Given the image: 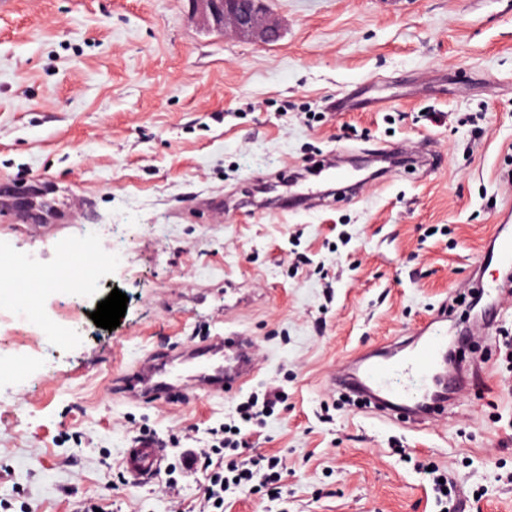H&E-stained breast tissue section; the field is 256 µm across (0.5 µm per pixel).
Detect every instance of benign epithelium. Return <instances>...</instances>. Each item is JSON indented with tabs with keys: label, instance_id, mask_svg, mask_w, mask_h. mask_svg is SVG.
<instances>
[{
	"label": "benign epithelium",
	"instance_id": "7a95c632",
	"mask_svg": "<svg viewBox=\"0 0 512 512\" xmlns=\"http://www.w3.org/2000/svg\"><path fill=\"white\" fill-rule=\"evenodd\" d=\"M201 16L214 28L234 37L268 42L277 33L269 19L265 0H193Z\"/></svg>",
	"mask_w": 512,
	"mask_h": 512
}]
</instances>
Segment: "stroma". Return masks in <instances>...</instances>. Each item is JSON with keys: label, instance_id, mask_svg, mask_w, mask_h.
Here are the masks:
<instances>
[{"label": "stroma", "instance_id": "1", "mask_svg": "<svg viewBox=\"0 0 512 512\" xmlns=\"http://www.w3.org/2000/svg\"><path fill=\"white\" fill-rule=\"evenodd\" d=\"M269 44L208 28L193 0H15L0 13V196L29 188L55 216L29 230L0 207V253L93 262L100 286L35 292L41 335L0 328V512H198L204 448L252 392L284 404L243 453L287 463L277 500L224 512H438L424 465L459 512H512V299L495 341L470 330L447 416L416 428L341 404L329 379L413 336L471 270L512 206V0H267ZM351 104L337 109L338 98ZM441 112L444 122L422 120ZM432 140L431 172L282 211L253 184L320 156ZM87 204L71 216L70 200ZM116 329L90 317L112 290ZM224 333L251 337L260 369L238 389L138 406L116 375L146 352ZM167 450L139 485L121 472L137 436ZM178 485L170 494L166 482Z\"/></svg>", "mask_w": 512, "mask_h": 512}]
</instances>
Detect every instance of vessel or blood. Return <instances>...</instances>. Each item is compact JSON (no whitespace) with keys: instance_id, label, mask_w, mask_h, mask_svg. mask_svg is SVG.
Instances as JSON below:
<instances>
[{"instance_id":"b4317fda","label":"vessel or blood","mask_w":512,"mask_h":512,"mask_svg":"<svg viewBox=\"0 0 512 512\" xmlns=\"http://www.w3.org/2000/svg\"><path fill=\"white\" fill-rule=\"evenodd\" d=\"M371 155L388 164L404 159L428 169L435 167L437 159L433 149L411 152L396 143L377 146ZM503 218L506 223L512 214L504 213ZM505 223L491 237L472 271L476 288L491 298L485 313L477 318L486 335L503 297L512 290V283L483 277L484 269L493 265L512 271V234ZM258 370L250 337L219 334L163 354L147 353L116 378L114 389L137 404L189 397L199 391L220 395L225 388L243 385ZM351 386L364 397L382 399L388 410L426 416L443 405L448 389L447 307L438 308L420 326L416 345L400 356H366ZM165 461V449L144 439L124 449L120 465L127 482L137 485L155 477Z\"/></svg>"}]
</instances>
